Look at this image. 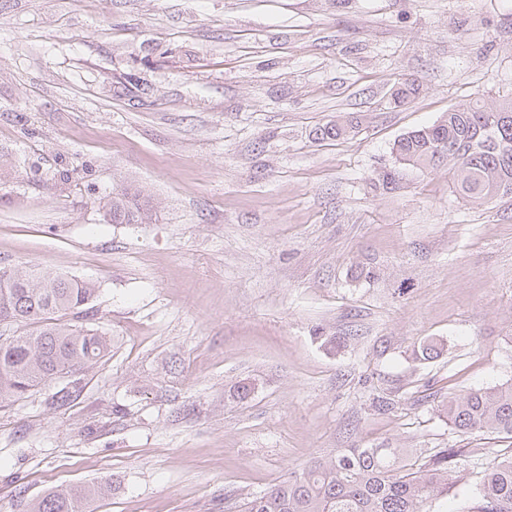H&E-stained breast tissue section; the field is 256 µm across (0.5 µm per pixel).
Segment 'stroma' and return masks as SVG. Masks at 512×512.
<instances>
[{
  "mask_svg": "<svg viewBox=\"0 0 512 512\" xmlns=\"http://www.w3.org/2000/svg\"><path fill=\"white\" fill-rule=\"evenodd\" d=\"M511 93L512 0H0V266L95 281L111 339L0 404V512L102 479L86 512H238L341 448L459 447L438 403L512 384V195L391 148ZM127 186L148 223L106 215Z\"/></svg>",
  "mask_w": 512,
  "mask_h": 512,
  "instance_id": "stroma-1",
  "label": "stroma"
}]
</instances>
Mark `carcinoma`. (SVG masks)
I'll list each match as a JSON object with an SVG mask.
<instances>
[{
	"instance_id": "carcinoma-1",
	"label": "carcinoma",
	"mask_w": 512,
	"mask_h": 512,
	"mask_svg": "<svg viewBox=\"0 0 512 512\" xmlns=\"http://www.w3.org/2000/svg\"><path fill=\"white\" fill-rule=\"evenodd\" d=\"M347 123L316 128L318 140H337ZM395 160L419 169L448 166L463 201L480 205L512 190V97L489 106L481 99L456 105L430 126L402 134ZM114 224H144L148 202L128 191L105 204ZM98 292L89 281L33 266H0V322L16 335L0 340V402L19 400L57 373L91 368L110 351V339L81 325ZM437 416L459 438L481 431L512 439V384L450 394ZM482 457L480 448H427L409 456L401 448H342L328 464L316 462L243 504L244 512H427L429 501L448 493L453 457ZM100 480L57 488L30 500L25 512H84L107 495ZM466 512H512V448L484 471Z\"/></svg>"
}]
</instances>
